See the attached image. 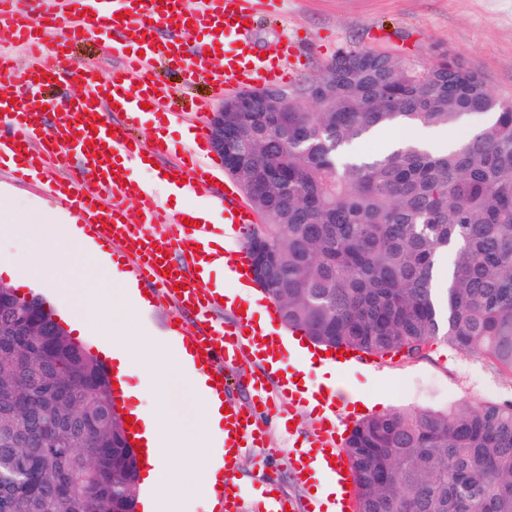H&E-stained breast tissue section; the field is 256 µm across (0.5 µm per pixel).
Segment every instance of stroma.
<instances>
[{
	"label": "stroma",
	"instance_id": "1",
	"mask_svg": "<svg viewBox=\"0 0 512 512\" xmlns=\"http://www.w3.org/2000/svg\"><path fill=\"white\" fill-rule=\"evenodd\" d=\"M285 37L299 47L303 78L321 74L347 46L424 64L445 51L482 72L495 96L512 99V0H268L250 31L255 49L275 53ZM0 204L12 207L20 219L36 208L49 213L63 208L42 184L17 182L2 169ZM339 381L349 393L372 400L375 413L512 399L511 373L443 343L419 358L371 357L367 366L342 369ZM294 424L290 431L268 423L265 446L242 451L230 484L256 498L271 487L296 499L310 498L311 486L296 483L283 450L311 431L315 418L304 413Z\"/></svg>",
	"mask_w": 512,
	"mask_h": 512
}]
</instances>
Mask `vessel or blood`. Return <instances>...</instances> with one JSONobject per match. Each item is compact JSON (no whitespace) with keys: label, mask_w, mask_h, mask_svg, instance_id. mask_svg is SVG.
Segmentation results:
<instances>
[{"label":"vessel or blood","mask_w":512,"mask_h":512,"mask_svg":"<svg viewBox=\"0 0 512 512\" xmlns=\"http://www.w3.org/2000/svg\"><path fill=\"white\" fill-rule=\"evenodd\" d=\"M258 2L67 0L75 15L68 23L59 13L26 9L22 0H0V23L12 29L13 44L24 49L29 61L17 93L0 96V168H13L22 181L48 177L51 192L83 215L93 235L123 246L128 273L147 285L151 300L194 311L198 326L192 341L204 348L195 359L200 370L221 365L238 368L256 404L246 409L233 399L224 401L225 469L235 467L243 447L263 446L261 418L289 422L307 411L310 399L319 400L314 432L293 443L288 460L300 484L319 478L335 481V498L324 507L269 493L257 512H353L355 476L336 442L337 432L347 422L345 405L322 390H309L290 368L259 373L250 369L258 348L276 355L283 341L277 332L258 329L248 304L236 300L223 305L220 292L199 279L198 261L213 225L184 224L183 214L164 210L133 176L144 160L174 155L178 162L168 169L169 185L188 191L216 180L217 170L203 156L177 150L162 137L138 140L128 125L112 118L116 112L139 114L146 103L157 109L170 102L172 89L158 73L162 67L189 80L205 78L218 96L292 82L298 72L293 47L281 44L275 55L261 58L248 38V23L256 18ZM93 31L107 54L122 63L107 81H99L97 70L83 64L43 66L50 47L69 48ZM190 36L197 43L189 53L185 44ZM76 80L88 89L85 100L77 104L66 93ZM35 142L42 143V151L32 150ZM60 162L67 176L50 178V170ZM115 197L137 202V220L112 206ZM223 198L225 223L237 237H244L256 223V214L238 199L233 187H225ZM226 256L233 279L249 278L251 258L246 248L236 247ZM224 311L231 312L230 320L221 319ZM217 499L218 512H243L241 489L223 487Z\"/></svg>","instance_id":"1"}]
</instances>
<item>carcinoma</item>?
Wrapping results in <instances>:
<instances>
[{
	"instance_id": "1",
	"label": "carcinoma",
	"mask_w": 512,
	"mask_h": 512,
	"mask_svg": "<svg viewBox=\"0 0 512 512\" xmlns=\"http://www.w3.org/2000/svg\"><path fill=\"white\" fill-rule=\"evenodd\" d=\"M224 113L226 173L278 259L264 286L290 329L366 355L443 341L512 373V100L443 53L350 46L323 73ZM491 114L456 150L358 147L388 129ZM109 376L51 311L0 299V512H136L140 471ZM343 450L357 512H512V401L393 410Z\"/></svg>"
}]
</instances>
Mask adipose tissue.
<instances>
[{"mask_svg":"<svg viewBox=\"0 0 512 512\" xmlns=\"http://www.w3.org/2000/svg\"><path fill=\"white\" fill-rule=\"evenodd\" d=\"M26 222L36 246L7 265V273L21 280L69 285L74 323L111 315L112 332L103 339V352L117 378H141L138 386L124 387V394L155 393L163 380L169 389H188L200 407L190 425L176 412L162 421L145 413L140 416L143 437L155 459L145 479L149 512H179L188 497L214 498V488L225 476L224 401L212 391L208 375L196 370L189 344H169L134 331L133 318L148 308V301L136 282L126 279L76 223H58L56 216L39 210L29 212ZM143 357L150 360L152 374L139 375Z\"/></svg>","mask_w":512,"mask_h":512,"instance_id":"1","label":"adipose tissue"}]
</instances>
